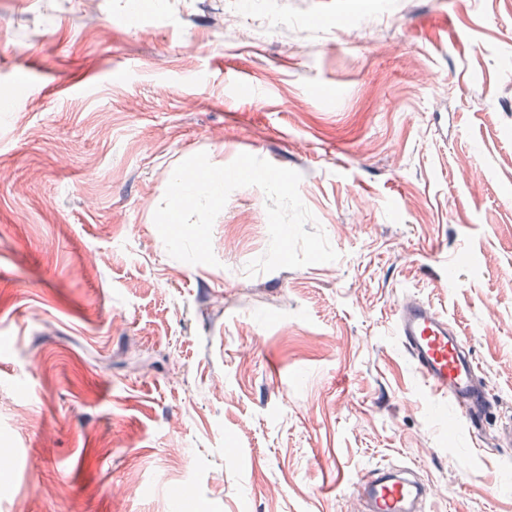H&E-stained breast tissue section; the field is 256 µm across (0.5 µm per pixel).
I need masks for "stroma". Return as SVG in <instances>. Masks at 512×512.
I'll return each instance as SVG.
<instances>
[{
    "label": "stroma",
    "instance_id": "obj_1",
    "mask_svg": "<svg viewBox=\"0 0 512 512\" xmlns=\"http://www.w3.org/2000/svg\"><path fill=\"white\" fill-rule=\"evenodd\" d=\"M0 0V512H359L406 467L427 512H512V0ZM299 172L339 257L248 276L154 224L175 167ZM468 337L494 413L448 423L398 301Z\"/></svg>",
    "mask_w": 512,
    "mask_h": 512
}]
</instances>
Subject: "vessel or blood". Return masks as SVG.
Segmentation results:
<instances>
[{"mask_svg":"<svg viewBox=\"0 0 512 512\" xmlns=\"http://www.w3.org/2000/svg\"><path fill=\"white\" fill-rule=\"evenodd\" d=\"M395 334L424 383L447 399L456 419L479 436L492 402L468 340L430 303L405 298L395 312ZM366 512H423V483L405 470L367 471L356 478Z\"/></svg>","mask_w":512,"mask_h":512,"instance_id":"obj_1","label":"vessel or blood"}]
</instances>
